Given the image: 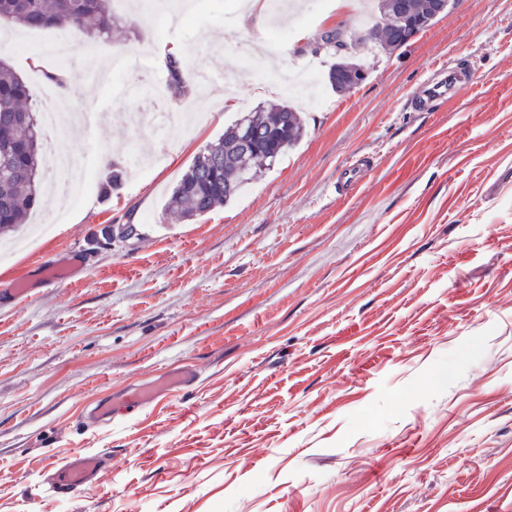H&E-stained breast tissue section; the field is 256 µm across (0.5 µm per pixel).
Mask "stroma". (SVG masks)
Segmentation results:
<instances>
[{"label": "stroma", "instance_id": "obj_1", "mask_svg": "<svg viewBox=\"0 0 512 512\" xmlns=\"http://www.w3.org/2000/svg\"><path fill=\"white\" fill-rule=\"evenodd\" d=\"M232 0H198L190 26L114 0L104 51L120 78L78 82L70 102L106 120L56 133L89 154L91 195L52 233H10L0 261V512H512V0H454L405 46L358 48L367 79L323 105L299 103L302 139L228 204L187 222L163 208L195 154L245 113L284 102L283 74L332 57L305 51L340 26L370 27L325 0L303 19L223 38ZM25 30L0 24V54L23 78L52 70ZM175 53L212 85L168 97ZM472 81L432 111L410 97L440 66ZM192 112L167 142L134 121L141 98ZM141 154L112 188V163ZM373 161L349 195L336 179ZM133 224L137 235L113 228ZM80 250L67 288L12 276ZM181 363L196 382L97 426L100 400ZM108 453L112 468L69 500L49 464Z\"/></svg>", "mask_w": 512, "mask_h": 512}]
</instances>
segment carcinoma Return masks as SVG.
Instances as JSON below:
<instances>
[{
  "mask_svg": "<svg viewBox=\"0 0 512 512\" xmlns=\"http://www.w3.org/2000/svg\"><path fill=\"white\" fill-rule=\"evenodd\" d=\"M386 23L374 24V41L395 49L402 33V14L387 10L388 0H375ZM29 29L59 27L84 44L112 32L111 0H0V21ZM165 66L167 92L182 96L191 74L181 58L170 55ZM354 61L343 59L330 70L331 86L340 90L342 76ZM27 83L0 58V234L25 222L40 202L42 152L39 114ZM257 128L264 135L287 133V147L247 166L224 165V153L236 148L244 128ZM304 133V120L294 108L281 104L238 119L224 134L205 145L174 187L164 212L177 220L201 217L233 200L243 186L267 164L274 163L295 146Z\"/></svg>",
  "mask_w": 512,
  "mask_h": 512,
  "instance_id": "obj_1",
  "label": "carcinoma"
}]
</instances>
